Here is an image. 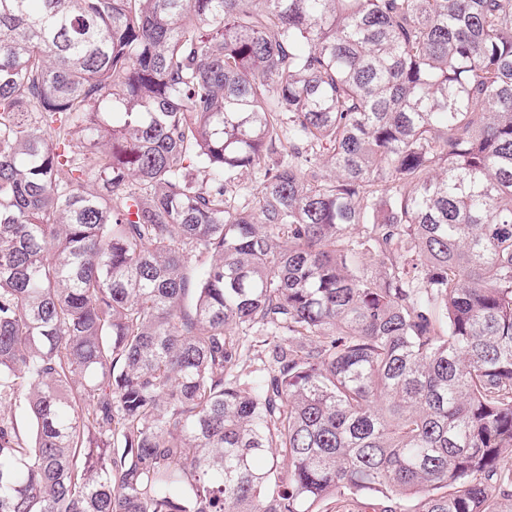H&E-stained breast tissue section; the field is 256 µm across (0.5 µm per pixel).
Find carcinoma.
Returning a JSON list of instances; mask_svg holds the SVG:
<instances>
[{
	"mask_svg": "<svg viewBox=\"0 0 512 512\" xmlns=\"http://www.w3.org/2000/svg\"><path fill=\"white\" fill-rule=\"evenodd\" d=\"M329 500L512 512V0H0V512Z\"/></svg>",
	"mask_w": 512,
	"mask_h": 512,
	"instance_id": "carcinoma-1",
	"label": "carcinoma"
}]
</instances>
